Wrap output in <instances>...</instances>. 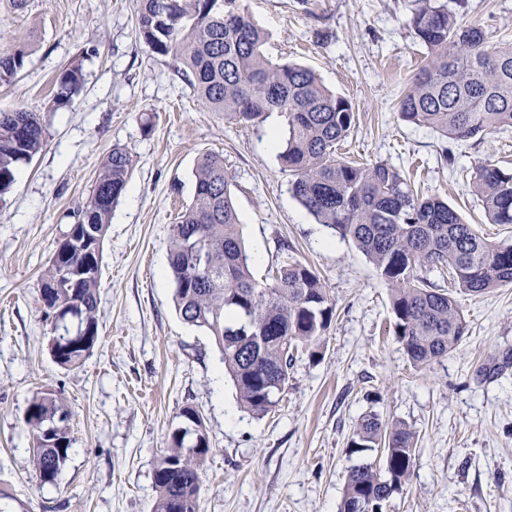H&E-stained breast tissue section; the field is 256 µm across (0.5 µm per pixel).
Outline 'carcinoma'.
I'll use <instances>...</instances> for the list:
<instances>
[{
    "mask_svg": "<svg viewBox=\"0 0 512 512\" xmlns=\"http://www.w3.org/2000/svg\"><path fill=\"white\" fill-rule=\"evenodd\" d=\"M137 0L138 31L152 51L181 65V76L198 103L238 124L261 123L271 113L283 120L279 152L291 173V190L317 223L352 240L389 287L394 335L411 365L431 368L456 350L467 322L456 297L439 289L429 272H447L458 288L479 296L512 285V241L481 236L448 202L424 197L396 167L354 164L336 157V144L350 132L352 103L323 85L315 71L273 62L262 46L265 33L249 18L242 0ZM461 0H416L409 21L428 56L398 101L402 120L455 140L481 139L512 128V43L492 44L486 31L457 19ZM26 52L0 55V80L15 75ZM82 62L57 75L55 103L62 105L83 85ZM45 144L41 113L16 107L0 110V196L15 181L20 164ZM134 160L114 148L102 161L88 200L72 211L75 223L57 242L39 280L46 317L58 312L72 328L51 351L63 368H77L98 338L97 288L103 242L112 211L126 189ZM194 197L169 244V275L180 318L207 333L222 354L238 401L263 416L275 407L288 383L294 353L316 354L330 327L334 307L312 267L285 256L270 281L251 270L224 157L207 153L194 171ZM493 224H512V169L479 163L471 183ZM207 251L195 262L193 247ZM96 271L91 276L84 267ZM72 412L56 395H33L25 423L33 436L34 468L40 486L55 484L69 460ZM202 450L188 452L178 428L154 469V512H197L202 471L211 451L199 412ZM384 450L383 465L353 466L339 512H383L385 502L410 482L417 451L415 432L384 423L375 412L357 422L347 451Z\"/></svg>",
    "mask_w": 512,
    "mask_h": 512,
    "instance_id": "1",
    "label": "carcinoma"
}]
</instances>
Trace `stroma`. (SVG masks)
I'll return each instance as SVG.
<instances>
[{
  "label": "stroma",
  "instance_id": "35a3bbf8",
  "mask_svg": "<svg viewBox=\"0 0 512 512\" xmlns=\"http://www.w3.org/2000/svg\"><path fill=\"white\" fill-rule=\"evenodd\" d=\"M265 55L313 69L347 98L355 126L343 157L387 162L424 194L448 200L492 242L469 185L478 162L512 168V129L456 142L404 122L397 102L427 54L408 26L412 0H243ZM493 41L512 40V0H467L458 13ZM26 50L0 80V109L42 113L46 144L0 196V512H153L154 468L185 407L205 424L197 512H338L359 418L376 411L418 438L414 473L383 512H512V286L455 294L468 330L452 354L416 371L393 334L388 290L353 241L334 236L293 197L270 142L282 121H225L197 102L172 59L136 28L135 0H0V55ZM82 61L84 86L53 106L52 81ZM135 164L112 213L98 288L99 340L78 368L49 350L38 282L70 214L112 148ZM223 155L253 273L282 253L313 267L335 304L317 358L299 352L275 411L243 409L221 353L173 304L169 237L194 196L193 170ZM71 407L69 461L39 486L25 415L34 393Z\"/></svg>",
  "mask_w": 512,
  "mask_h": 512
}]
</instances>
